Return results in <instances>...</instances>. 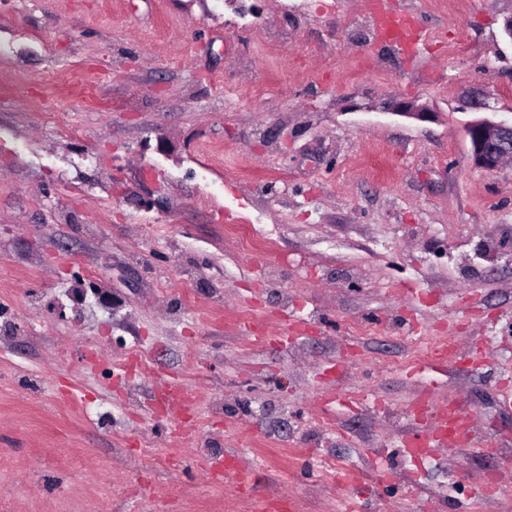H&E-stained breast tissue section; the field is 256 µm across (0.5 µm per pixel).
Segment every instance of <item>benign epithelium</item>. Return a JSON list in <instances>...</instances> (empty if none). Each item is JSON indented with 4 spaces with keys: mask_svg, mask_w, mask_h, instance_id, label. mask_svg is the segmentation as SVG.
Segmentation results:
<instances>
[{
    "mask_svg": "<svg viewBox=\"0 0 512 512\" xmlns=\"http://www.w3.org/2000/svg\"><path fill=\"white\" fill-rule=\"evenodd\" d=\"M395 108L399 114L416 119L430 115L425 106L414 101H399ZM465 136L469 141V160L478 169L494 173L512 157V118H475L466 125Z\"/></svg>",
    "mask_w": 512,
    "mask_h": 512,
    "instance_id": "1",
    "label": "benign epithelium"
}]
</instances>
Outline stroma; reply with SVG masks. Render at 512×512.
<instances>
[{"label": "stroma", "mask_w": 512, "mask_h": 512, "mask_svg": "<svg viewBox=\"0 0 512 512\" xmlns=\"http://www.w3.org/2000/svg\"><path fill=\"white\" fill-rule=\"evenodd\" d=\"M370 2L0 0V512H512L472 495L512 467V162L472 167L462 107L512 113V0H384L410 58ZM427 394L499 454L394 455ZM372 21L376 29L393 30L396 32L392 41L400 50L410 55L414 43L422 33L421 20L412 14L398 13L389 10L385 4H379L373 13Z\"/></svg>", "instance_id": "1"}]
</instances>
